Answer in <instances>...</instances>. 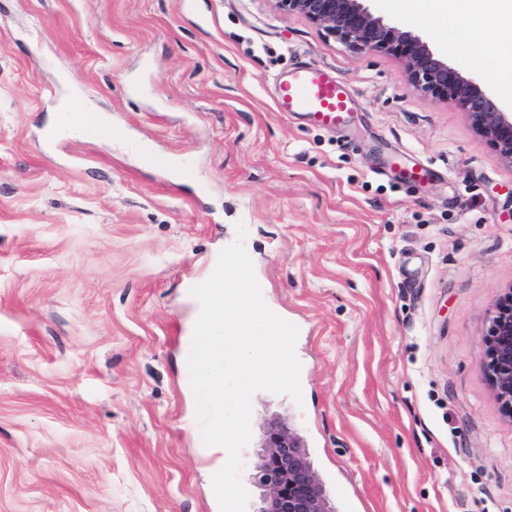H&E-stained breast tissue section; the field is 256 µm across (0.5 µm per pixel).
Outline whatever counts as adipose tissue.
Segmentation results:
<instances>
[{"label": "adipose tissue", "mask_w": 512, "mask_h": 512, "mask_svg": "<svg viewBox=\"0 0 512 512\" xmlns=\"http://www.w3.org/2000/svg\"><path fill=\"white\" fill-rule=\"evenodd\" d=\"M465 7L494 32L489 53L497 62L498 87L503 98L512 97V0H465Z\"/></svg>", "instance_id": "1"}]
</instances>
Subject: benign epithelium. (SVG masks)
Returning <instances> with one entry per match:
<instances>
[{"label":"benign epithelium","instance_id":"1","mask_svg":"<svg viewBox=\"0 0 512 512\" xmlns=\"http://www.w3.org/2000/svg\"><path fill=\"white\" fill-rule=\"evenodd\" d=\"M276 5L324 27L343 44L360 52H379L401 59L410 85L437 100H451L475 131L512 163V113L434 53L420 36L375 16L364 0H275ZM480 365L488 384L512 420V287L498 296L488 312L481 337ZM259 481L266 493L259 512H331L325 490L301 439L278 418L267 423Z\"/></svg>","mask_w":512,"mask_h":512}]
</instances>
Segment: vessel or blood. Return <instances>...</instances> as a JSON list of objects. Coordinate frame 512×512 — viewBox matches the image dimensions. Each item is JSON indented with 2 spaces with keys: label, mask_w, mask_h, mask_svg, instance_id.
Returning <instances> with one entry per match:
<instances>
[{
  "label": "vessel or blood",
  "mask_w": 512,
  "mask_h": 512,
  "mask_svg": "<svg viewBox=\"0 0 512 512\" xmlns=\"http://www.w3.org/2000/svg\"><path fill=\"white\" fill-rule=\"evenodd\" d=\"M274 104L276 111L305 116L316 126L333 129L351 111L352 96L327 69L300 64L279 79Z\"/></svg>",
  "instance_id": "obj_1"
}]
</instances>
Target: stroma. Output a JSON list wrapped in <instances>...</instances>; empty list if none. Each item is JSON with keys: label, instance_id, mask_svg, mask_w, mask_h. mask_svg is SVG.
Returning a JSON list of instances; mask_svg holds the SVG:
<instances>
[{"label": "stroma", "instance_id": "stroma-1", "mask_svg": "<svg viewBox=\"0 0 512 512\" xmlns=\"http://www.w3.org/2000/svg\"><path fill=\"white\" fill-rule=\"evenodd\" d=\"M368 6L498 93L467 9L446 38L407 0ZM301 60L354 92L344 128L276 111ZM239 222L301 365L300 399L252 397L246 512L274 417L334 512H512L479 363L512 286V163L400 59L275 0H0V512H221L184 353Z\"/></svg>", "mask_w": 512, "mask_h": 512}]
</instances>
